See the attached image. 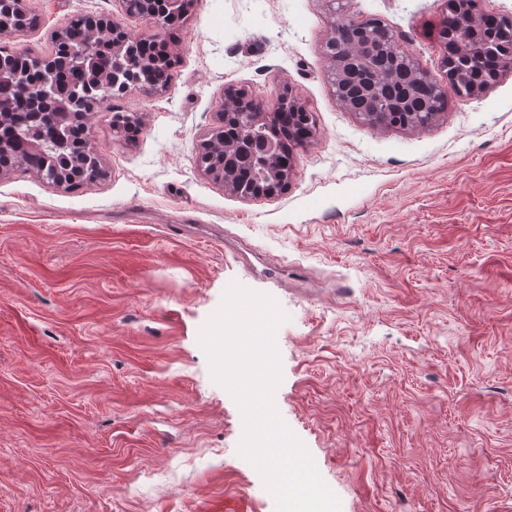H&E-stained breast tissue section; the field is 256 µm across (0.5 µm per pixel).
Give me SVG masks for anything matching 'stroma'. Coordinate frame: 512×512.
<instances>
[{
	"mask_svg": "<svg viewBox=\"0 0 512 512\" xmlns=\"http://www.w3.org/2000/svg\"><path fill=\"white\" fill-rule=\"evenodd\" d=\"M33 56L121 0H26ZM445 0H191L168 87L90 121L104 171L0 176V512H275L198 331L230 282L288 314L275 405L342 512H512V72L419 131L338 104L330 24L379 19L443 78ZM316 118L286 190L197 167L226 89Z\"/></svg>",
	"mask_w": 512,
	"mask_h": 512,
	"instance_id": "stroma-1",
	"label": "stroma"
}]
</instances>
